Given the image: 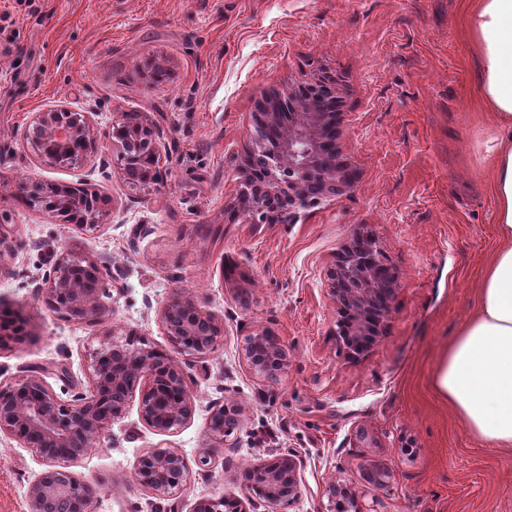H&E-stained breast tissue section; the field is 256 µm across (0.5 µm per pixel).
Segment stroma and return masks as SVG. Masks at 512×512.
Segmentation results:
<instances>
[{
    "label": "stroma",
    "instance_id": "1",
    "mask_svg": "<svg viewBox=\"0 0 512 512\" xmlns=\"http://www.w3.org/2000/svg\"><path fill=\"white\" fill-rule=\"evenodd\" d=\"M0 0L16 37L0 34V310L20 312L26 338L0 351V383L39 372L65 400L89 394V352L105 330L175 357L196 398L193 419L160 434L130 399L98 447L70 468L97 488L92 512H192L198 499L241 500L246 512H326V485L350 482L377 512H512V450L487 447L432 391L456 329L476 309L495 247L489 112L470 91L477 65L460 0ZM163 63L164 82L152 79ZM336 72L341 147L354 190L294 224L231 220L250 117L265 95ZM85 113L104 132L142 113L158 136L161 179L123 177L119 152L95 146L74 165H48L25 139L39 113ZM108 196L85 232L19 203L20 176ZM372 233L397 277L379 341L352 356L336 338L327 272L346 235ZM112 266L107 325L54 312L36 283L63 247ZM196 297L223 324L210 354L178 352L158 321L173 292ZM277 336L288 372L269 380L243 359L250 336ZM237 401L243 419L210 465L198 462L211 411ZM174 448L189 476L177 499L138 487L133 467ZM288 453L302 462L299 499L274 509L242 470ZM373 462L389 490L367 484ZM41 459L0 436V512H28Z\"/></svg>",
    "mask_w": 512,
    "mask_h": 512
}]
</instances>
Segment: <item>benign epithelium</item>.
<instances>
[{"instance_id": "benign-epithelium-1", "label": "benign epithelium", "mask_w": 512, "mask_h": 512, "mask_svg": "<svg viewBox=\"0 0 512 512\" xmlns=\"http://www.w3.org/2000/svg\"><path fill=\"white\" fill-rule=\"evenodd\" d=\"M307 80L297 82L288 91L277 95L270 105H260L251 115L252 141L261 139L259 131L270 126L280 129L282 137L268 152L266 174L262 181L254 180L246 168L239 170L237 212L257 221L264 205L271 201L282 208L283 223H296L300 212L319 203L309 197L308 186L317 181L324 187L325 199L346 194L356 183V174L340 146V114L330 112L325 98L311 93L302 94L299 88ZM56 113H42L41 124L45 151L41 156L52 164H65L78 154L75 144L88 146L93 129L85 115L75 127L55 121ZM121 122H131L138 135L153 153H158L154 130L139 112H125ZM346 253L352 257L368 254L366 262H352L348 269L328 270L330 291L336 300L338 318L336 335L356 351L373 345L381 323L390 313L394 291L383 293L378 288L371 264L382 263L381 250L368 233L354 231L347 238ZM76 262L99 269V288H86L71 273ZM112 269L104 262L77 256L64 249L52 271L37 285L50 308L76 322L102 324L110 317V309L102 301L107 279ZM159 322L175 343L182 337L196 338L190 352L206 355L212 352L222 336L216 317L206 311L190 294L175 293L158 313ZM244 359L255 374L267 376L288 371V351L281 341L265 333L248 339ZM88 378L92 395H76L63 401L38 374L0 389V435H7L33 449L42 459L45 469L30 484L29 512H53L60 502L80 504L77 512H91L96 489L79 480L68 463L83 457L96 447L112 424L120 417L128 401L139 396V408L144 422L160 434L169 433L186 424L195 413V398L186 382L178 361L157 351L122 343L108 332L98 348L90 354ZM243 408L227 401L212 411L208 424L210 444L202 449L201 465L209 464L214 449L224 444L227 429L224 418L241 421ZM250 478L259 484L258 498L273 505H292L301 494V461L294 454L261 459L247 467ZM189 474L185 457L172 448H154L142 453L135 461L133 477L137 486L155 495L171 497L186 483ZM366 480L379 490L391 486L393 474L373 463ZM328 501L341 504L343 510L371 512L363 507L346 480L337 478L326 486ZM246 512L238 500L200 499L194 512Z\"/></svg>"}]
</instances>
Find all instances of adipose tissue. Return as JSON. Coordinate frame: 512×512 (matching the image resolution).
I'll use <instances>...</instances> for the list:
<instances>
[{"label": "adipose tissue", "instance_id": "adipose-tissue-1", "mask_svg": "<svg viewBox=\"0 0 512 512\" xmlns=\"http://www.w3.org/2000/svg\"><path fill=\"white\" fill-rule=\"evenodd\" d=\"M461 3L478 58L474 96L495 122L483 147L498 246L480 273L477 308L449 341L431 384L485 445L512 449V0Z\"/></svg>", "mask_w": 512, "mask_h": 512}]
</instances>
